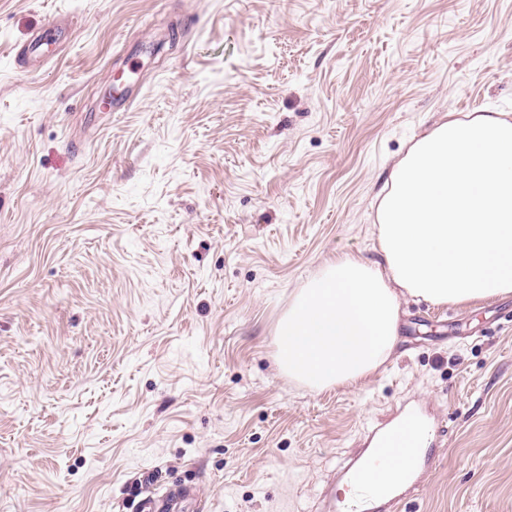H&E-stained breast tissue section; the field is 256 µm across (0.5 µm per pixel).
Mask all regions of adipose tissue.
<instances>
[{
    "label": "adipose tissue",
    "mask_w": 512,
    "mask_h": 512,
    "mask_svg": "<svg viewBox=\"0 0 512 512\" xmlns=\"http://www.w3.org/2000/svg\"><path fill=\"white\" fill-rule=\"evenodd\" d=\"M380 258L326 261L274 333L282 373L312 389L365 383L399 340L410 297L433 306L512 295V114L437 123L377 195Z\"/></svg>",
    "instance_id": "adipose-tissue-1"
}]
</instances>
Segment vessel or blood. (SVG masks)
<instances>
[{
	"mask_svg": "<svg viewBox=\"0 0 512 512\" xmlns=\"http://www.w3.org/2000/svg\"><path fill=\"white\" fill-rule=\"evenodd\" d=\"M70 37L68 25L59 21L49 22L41 34L23 50L25 56L39 59L45 47L65 42ZM407 416L409 426L378 433V445L364 449L356 456L345 470L347 483L352 487H360L369 478L388 466L394 453L400 452L414 460L416 470H423L429 463L425 455L426 440L423 438L424 416L420 410H409ZM406 495L405 489L381 491L378 496L365 497L358 500L340 501V512H397ZM192 500L189 490L179 488L165 496L147 495L142 497L135 512H186Z\"/></svg>",
	"mask_w": 512,
	"mask_h": 512,
	"instance_id": "obj_1",
	"label": "vessel or blood"
}]
</instances>
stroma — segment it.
<instances>
[{"instance_id": "stroma-1", "label": "stroma", "mask_w": 512, "mask_h": 512, "mask_svg": "<svg viewBox=\"0 0 512 512\" xmlns=\"http://www.w3.org/2000/svg\"><path fill=\"white\" fill-rule=\"evenodd\" d=\"M449 112L512 113V0H0V512H131L156 472L197 512H333L412 404L444 435L400 512H512V295L404 299L357 388L273 357ZM70 28L68 24H62L57 20L49 22L41 34L23 50V54L37 61L43 49L52 44H58L69 40Z\"/></svg>"}]
</instances>
